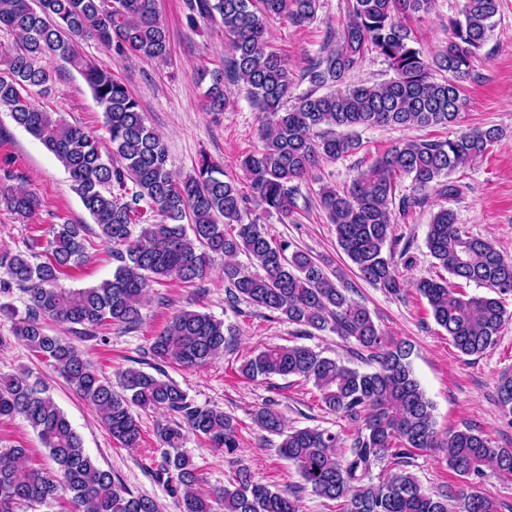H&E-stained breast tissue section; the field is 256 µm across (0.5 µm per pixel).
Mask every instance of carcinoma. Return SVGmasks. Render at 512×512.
Returning <instances> with one entry per match:
<instances>
[{
    "instance_id": "1",
    "label": "carcinoma",
    "mask_w": 512,
    "mask_h": 512,
    "mask_svg": "<svg viewBox=\"0 0 512 512\" xmlns=\"http://www.w3.org/2000/svg\"><path fill=\"white\" fill-rule=\"evenodd\" d=\"M433 5L434 0H349L348 20L329 36L324 56L305 70L302 80L309 89L298 94L288 61L269 48L266 23L276 17L295 26L311 23L319 0H190V22L220 20L230 47L224 68L209 72V106L224 109L227 82L243 87L262 114V149L239 160L248 196L204 151L193 173L175 179L167 145L146 124L136 97L78 51L80 42L92 39L118 55L166 61L170 40L157 0H0V28L15 37L12 46L0 48V109L69 173L98 238L112 246L118 262L112 278L98 285L62 287L61 276L87 261V225L67 220L53 230L45 261L35 263L23 251L1 253L0 296L15 288L26 295L25 317L14 336L94 406L121 446H139L137 410L168 417L156 429L163 445L157 476L177 497L181 512H298L296 491L255 482L242 463L224 486L201 490L197 468L182 450L188 433L229 456L239 448L235 419L219 407L197 405L164 370L172 364L207 365L228 347L232 326L206 312L180 311L151 343L153 372L129 367L114 384L47 324L86 331L135 327L154 283L201 280L215 256L224 258L230 306L245 301L296 326L302 336L329 331L353 340L376 364L373 372L361 373L295 344L265 347L241 366L248 379L278 375L313 383L325 408L354 428L349 436L329 428H289L270 404L254 412L260 431L281 438L280 452L297 468L304 487L340 503L339 512H512V504L471 490L488 470L512 476V448L494 445L470 426L440 435L433 404L411 368L410 344L387 336L351 296L353 289L338 287L309 252L288 239L268 237L258 220H245L251 196L265 213L284 222L292 218L298 183L320 160L357 148L355 128L457 124L462 83L500 0H464L460 15L448 20V45L429 57L412 45L404 20L429 13ZM373 51L384 57L393 77L372 85L349 83L350 73ZM52 55L84 76L103 110L108 150L60 113L33 104L32 92H45L51 80L39 61ZM498 138V129L489 127L444 140H410L377 156L349 187L320 186V206L362 280L389 295L401 293L394 223L412 201L396 199L397 182L407 177L418 191L457 194L459 186L440 178L482 158ZM17 179L14 171L0 170V206L27 218L42 202L13 185ZM426 247L450 278H424L415 288L461 354L483 355L509 318L504 300L512 296V259L491 241L470 235L447 208L428 224ZM242 254L246 265L238 260ZM470 283L488 293L467 295L462 285ZM497 397L511 414L512 376L502 378ZM17 416L37 432L57 468L32 467L24 448H0V512H17L23 504L50 512H160L155 499L133 493L92 459L46 387L25 373L0 378V420ZM427 451L441 455L460 478L457 492H428L406 470L415 455ZM387 461L392 472L373 481V468Z\"/></svg>"
}]
</instances>
